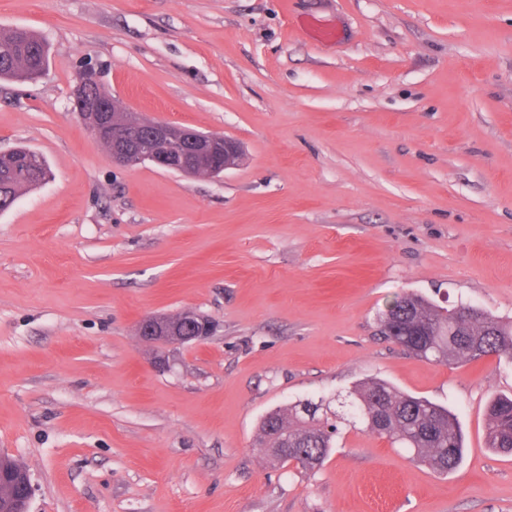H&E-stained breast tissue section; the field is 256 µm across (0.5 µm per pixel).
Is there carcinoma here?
I'll return each mask as SVG.
<instances>
[{"label": "carcinoma", "instance_id": "obj_1", "mask_svg": "<svg viewBox=\"0 0 512 512\" xmlns=\"http://www.w3.org/2000/svg\"><path fill=\"white\" fill-rule=\"evenodd\" d=\"M47 64L46 45L32 31L15 28L0 33V80L42 74ZM47 176L46 161L25 147L0 155V211ZM411 320L419 322L424 335H403ZM378 322L383 336L398 344L406 339L422 343L424 351L418 356L427 360L452 364L488 355L512 360V323L471 304L441 310L419 294L404 293L394 297ZM353 395L352 423L402 445L436 471L445 473L457 467L463 440L448 409L380 379L360 383ZM321 410L322 404L305 400L268 413L259 425L260 446L276 461H296L305 470L322 467L333 448L334 434L327 431L329 418ZM486 447L512 453V397L497 395L490 400Z\"/></svg>", "mask_w": 512, "mask_h": 512}]
</instances>
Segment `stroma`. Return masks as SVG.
<instances>
[{"mask_svg": "<svg viewBox=\"0 0 512 512\" xmlns=\"http://www.w3.org/2000/svg\"><path fill=\"white\" fill-rule=\"evenodd\" d=\"M17 27L49 48L0 81V152L52 170L0 212V449L31 512H512L484 443L512 362L429 361L377 323L402 293L512 322V0H0ZM88 66L238 164H114L74 110ZM187 310L214 334L152 368L137 321ZM374 377L456 414L455 470L347 424ZM307 399L339 417L313 471L257 443Z\"/></svg>", "mask_w": 512, "mask_h": 512, "instance_id": "35a3bbf8", "label": "stroma"}]
</instances>
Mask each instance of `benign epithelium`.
Listing matches in <instances>:
<instances>
[{"mask_svg": "<svg viewBox=\"0 0 512 512\" xmlns=\"http://www.w3.org/2000/svg\"><path fill=\"white\" fill-rule=\"evenodd\" d=\"M75 104L82 117L89 112L96 114L87 129L99 142L112 140V161L122 167L148 161L194 177L203 170L209 175L231 168L240 157V144L228 137L217 144L212 137L199 138L192 130L144 116L124 125L109 123L111 95L91 69L81 74L75 89ZM187 315L201 324L195 336H186L179 328L170 326L169 316L155 314L145 315L138 321V336L147 345L175 346L188 341L200 342L212 335L213 323L208 317L194 311Z\"/></svg>", "mask_w": 512, "mask_h": 512, "instance_id": "obj_1", "label": "benign epithelium"}]
</instances>
